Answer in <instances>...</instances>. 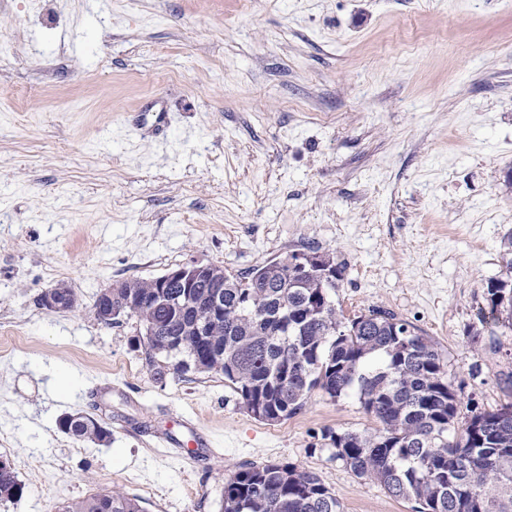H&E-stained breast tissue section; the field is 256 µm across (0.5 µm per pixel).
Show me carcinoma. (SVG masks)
<instances>
[{
  "label": "carcinoma",
  "mask_w": 512,
  "mask_h": 512,
  "mask_svg": "<svg viewBox=\"0 0 512 512\" xmlns=\"http://www.w3.org/2000/svg\"><path fill=\"white\" fill-rule=\"evenodd\" d=\"M333 275L293 276L290 257L224 275L198 287L162 288L153 279L123 281L114 304L139 319L149 363L176 360V370L220 372L255 419L278 424L299 413L318 389L336 402L353 394L378 421L374 432H321L330 459L414 512H512V403L459 423V398L442 353L429 337L393 313L346 319L332 293ZM221 292L224 315L195 322L186 297ZM490 314L512 331V262L487 288ZM22 493L13 469L0 468V498ZM63 512H144L119 491L93 494ZM220 512H343L340 500L310 470L288 462L249 464L224 482Z\"/></svg>",
  "instance_id": "cac0c4a2"
}]
</instances>
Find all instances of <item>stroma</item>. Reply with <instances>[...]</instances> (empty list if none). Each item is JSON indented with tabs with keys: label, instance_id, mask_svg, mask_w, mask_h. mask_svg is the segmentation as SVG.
I'll list each match as a JSON object with an SVG mask.
<instances>
[{
	"label": "stroma",
	"instance_id": "stroma-1",
	"mask_svg": "<svg viewBox=\"0 0 512 512\" xmlns=\"http://www.w3.org/2000/svg\"><path fill=\"white\" fill-rule=\"evenodd\" d=\"M1 45L0 456L23 493L0 512L113 490L219 512L268 461L344 512H413L310 449L377 428L357 397L268 425L222 374L158 378L136 318L97 320L111 282L192 263L333 253L345 316L412 322L474 412L512 402V332L482 319L512 259V0H0ZM60 284L71 312L38 303ZM71 412L111 441L70 438ZM177 413L220 451L156 447Z\"/></svg>",
	"mask_w": 512,
	"mask_h": 512
}]
</instances>
